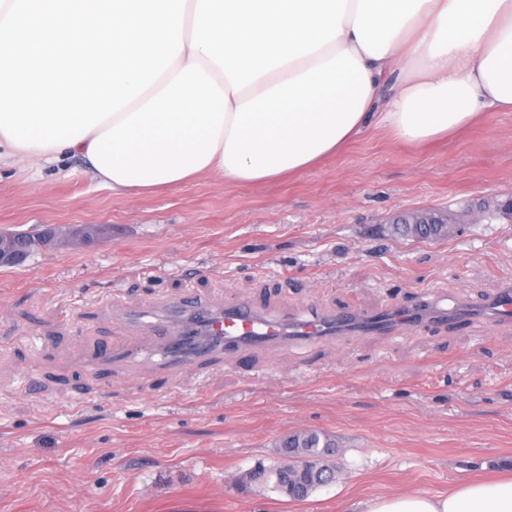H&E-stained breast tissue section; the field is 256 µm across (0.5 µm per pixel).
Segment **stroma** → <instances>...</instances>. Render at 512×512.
<instances>
[{
  "mask_svg": "<svg viewBox=\"0 0 512 512\" xmlns=\"http://www.w3.org/2000/svg\"><path fill=\"white\" fill-rule=\"evenodd\" d=\"M493 209L492 222L465 212ZM435 220L438 236L415 231ZM97 225L0 266V512H359L512 466V322L253 346L166 367L148 320L191 296L274 319L375 313L512 285V111L423 146L369 129L284 181L129 198L75 159L0 168V231ZM144 354L102 363V344ZM336 443L334 483L244 487L286 435Z\"/></svg>",
  "mask_w": 512,
  "mask_h": 512,
  "instance_id": "obj_1",
  "label": "stroma"
}]
</instances>
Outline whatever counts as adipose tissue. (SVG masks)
Instances as JSON below:
<instances>
[{"label":"adipose tissue","mask_w":512,"mask_h":512,"mask_svg":"<svg viewBox=\"0 0 512 512\" xmlns=\"http://www.w3.org/2000/svg\"><path fill=\"white\" fill-rule=\"evenodd\" d=\"M183 49L76 144L0 132V167L81 159L118 196L301 173L367 129L422 144L512 111V0H187ZM364 512H512V476L398 493Z\"/></svg>","instance_id":"obj_1"}]
</instances>
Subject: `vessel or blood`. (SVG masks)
Masks as SVG:
<instances>
[{
  "mask_svg": "<svg viewBox=\"0 0 512 512\" xmlns=\"http://www.w3.org/2000/svg\"><path fill=\"white\" fill-rule=\"evenodd\" d=\"M512 321V286L502 289L482 305L458 303L452 307L428 299L411 307L362 315L338 311L309 320L282 321L267 318L247 304L229 302L216 309L195 302L169 306L158 320V338L168 365L203 362L227 350L258 344H285L323 336L376 334L382 329L413 330L438 324L462 323L476 317Z\"/></svg>",
  "mask_w": 512,
  "mask_h": 512,
  "instance_id": "obj_1",
  "label": "vessel or blood"
}]
</instances>
